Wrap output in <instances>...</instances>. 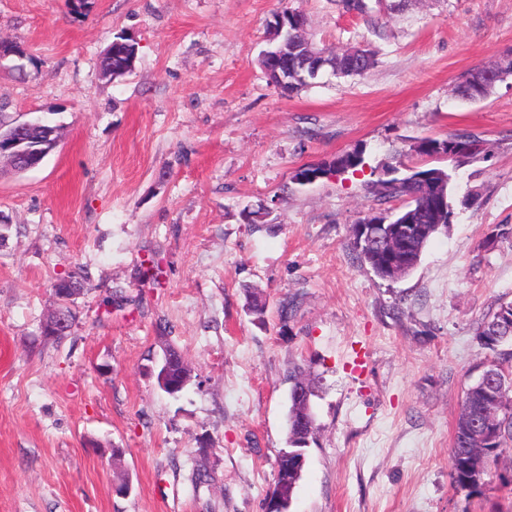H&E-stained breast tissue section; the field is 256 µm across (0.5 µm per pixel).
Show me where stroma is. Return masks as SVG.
Returning a JSON list of instances; mask_svg holds the SVG:
<instances>
[{"mask_svg": "<svg viewBox=\"0 0 512 512\" xmlns=\"http://www.w3.org/2000/svg\"><path fill=\"white\" fill-rule=\"evenodd\" d=\"M388 2L0 0V39L25 50L0 60V105L61 129L39 167L0 171V512H265L296 364L317 430L289 512H512V452L477 492L449 454L495 358L477 327L512 301V78L481 102L454 88L512 50V0ZM285 6L374 66L282 96L260 57ZM120 34L137 57L110 80ZM461 131L476 161L415 151ZM356 149L357 171L295 182ZM433 165L450 222L380 279L349 248L379 206L367 184ZM80 273L70 334L44 338L54 283ZM167 343L191 368L175 397L154 377Z\"/></svg>", "mask_w": 512, "mask_h": 512, "instance_id": "1", "label": "stroma"}]
</instances>
